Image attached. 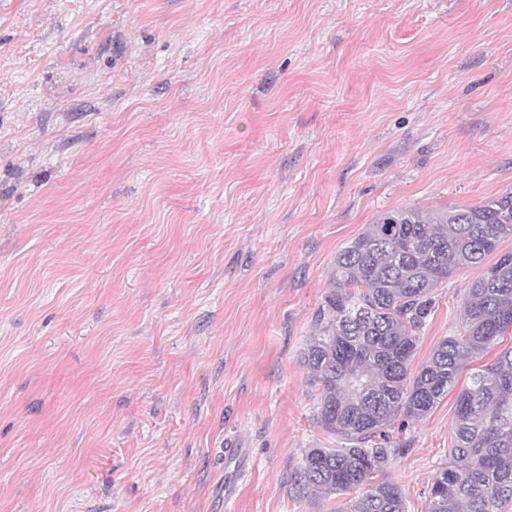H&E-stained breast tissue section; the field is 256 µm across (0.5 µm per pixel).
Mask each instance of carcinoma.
I'll use <instances>...</instances> for the list:
<instances>
[{"label":"carcinoma","instance_id":"obj_1","mask_svg":"<svg viewBox=\"0 0 512 512\" xmlns=\"http://www.w3.org/2000/svg\"><path fill=\"white\" fill-rule=\"evenodd\" d=\"M512 236V192L462 208L405 207L379 215L337 255L334 288L301 352L319 387L320 427L335 448H310L293 482L324 500L352 496L350 512H405L385 472L408 452L398 419L426 417L462 368L512 331V252L466 289L463 331L413 367L435 288ZM512 502V346L471 369L456 397L449 461L429 489L428 512H502Z\"/></svg>","mask_w":512,"mask_h":512}]
</instances>
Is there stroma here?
Returning a JSON list of instances; mask_svg holds the SVG:
<instances>
[{"label":"stroma","mask_w":512,"mask_h":512,"mask_svg":"<svg viewBox=\"0 0 512 512\" xmlns=\"http://www.w3.org/2000/svg\"><path fill=\"white\" fill-rule=\"evenodd\" d=\"M507 191L512 0H0V512H346L291 482L336 445L301 351L337 253ZM454 410L402 433L406 512Z\"/></svg>","instance_id":"stroma-1"}]
</instances>
